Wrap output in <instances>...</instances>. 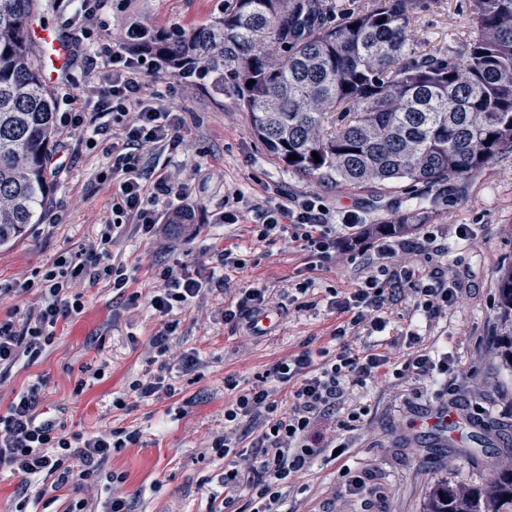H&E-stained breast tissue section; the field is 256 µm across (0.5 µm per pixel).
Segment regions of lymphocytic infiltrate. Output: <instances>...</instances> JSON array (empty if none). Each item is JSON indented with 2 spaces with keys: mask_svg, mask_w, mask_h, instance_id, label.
<instances>
[{
  "mask_svg": "<svg viewBox=\"0 0 512 512\" xmlns=\"http://www.w3.org/2000/svg\"><path fill=\"white\" fill-rule=\"evenodd\" d=\"M103 0H80L85 51H106L107 69L102 77L89 80L81 92H74L70 78L59 85L62 100L72 103L71 111L60 118L62 140L94 143L108 138L112 164L100 171V186L112 190L113 230L131 229L142 240L161 248H171L175 234L167 224L169 214L191 216L193 206L187 193L196 171L181 165L148 178L140 166L144 154L180 143L183 121L168 102L170 93L188 90L197 72L184 67L170 71L167 91L145 94V80L157 63L151 55L146 35L152 24L142 19L112 33L102 23ZM263 223L254 225L257 242L272 244L288 238L306 255L307 270L332 260L360 261L363 274L353 287L339 292L329 289L328 305L338 322L331 336L339 344L333 352H313L305 348L277 362L270 370L272 384L257 383L241 388L235 376L224 379L234 398L224 408L226 430L211 443L221 456L234 454L240 444L236 432L241 424L261 423L256 443L260 465L249 481L239 471L225 467L220 483L223 493L213 494L207 512H229L240 485H247L251 512H281V506L301 474L327 454L337 452L335 436H323V421L336 419L338 428L347 421L360 420L355 410H344L351 386L375 384L387 376L426 382L437 394L448 390L449 377L458 376L454 356L425 347L423 337L408 331L398 353L375 348L355 352L353 339L383 332L386 323L380 315L385 296L383 285L409 296L412 311L427 321L447 318L462 300L456 270L447 258L448 247L439 243L429 225L409 228L405 224H333L324 206L307 201L298 206L277 202L263 207ZM104 243L90 240L74 256L55 260L40 277L15 280L0 288V295L28 297L25 310L0 320V374L18 362L29 364L45 352L55 338L59 322L84 309L81 289L106 280L113 290L124 294L129 307L147 306L163 323L150 342L158 356L155 370L146 372L129 386L139 400H160L173 396L175 387L165 359L166 341L179 325L177 316L204 298L209 290L233 291L224 308V321L232 325L252 322L270 304L266 288L232 289L230 272L243 271L249 261L236 247L216 255L217 273L201 280L187 273L161 268L158 283L149 296L131 288L124 263L103 260ZM299 379L290 410L280 411L275 383ZM42 382H35L16 393L5 412L0 413V473L19 477L20 491L15 512H28V491L45 476L52 477L53 489H71L96 481L112 454L138 443V430L112 428L74 443L65 426L40 417ZM346 420H337L339 411Z\"/></svg>",
  "mask_w": 512,
  "mask_h": 512,
  "instance_id": "f902f5d3",
  "label": "lymphocytic infiltrate"
}]
</instances>
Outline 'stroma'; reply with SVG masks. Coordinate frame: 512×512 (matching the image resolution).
<instances>
[{
    "instance_id": "35a3bbf8",
    "label": "stroma",
    "mask_w": 512,
    "mask_h": 512,
    "mask_svg": "<svg viewBox=\"0 0 512 512\" xmlns=\"http://www.w3.org/2000/svg\"><path fill=\"white\" fill-rule=\"evenodd\" d=\"M230 4L104 0L101 18L115 32L145 17L161 29H188L210 24ZM475 30L469 0H419L413 33L424 50L444 58L460 56ZM173 106L183 119L180 146L146 154L141 165L148 173L172 162L202 168L190 188L199 232L167 251L130 233L116 237L106 249L111 259L130 267L134 289L144 292L154 280L147 267H136L137 257L146 255L156 266L204 278L218 249L238 245L257 264L233 274L235 285L260 284L271 298L259 317L260 334L225 324L222 310L230 295L208 293L180 314V325L167 341L176 395L162 401L137 400L128 385L148 370L149 342L162 321L146 309L127 307L102 281L84 288L82 313L58 324L53 344L34 365H19L0 375V411L15 392L45 379L39 407L47 416L63 418L68 432L87 438L124 427L141 434L137 445L114 454L103 468L122 478L113 491L100 482L84 486L82 495L97 512L112 492L134 499L136 512H206L210 494L220 489L216 477L224 470L223 458L209 443L224 432V406L230 399L225 377L237 375L245 387L303 346L335 349L331 332L336 316L327 307V291L349 288L359 275L357 265L346 261L319 264L306 295L311 308L300 311L282 303L284 288L298 280L303 256L297 247L280 240L258 250L251 234L252 224L259 221L254 212L242 224L214 221L216 213L237 210L234 191L259 198L270 187L292 202L320 201L339 224H385L400 218L407 224L433 225L447 238L448 257L465 287L463 303L439 322L429 324L412 315L408 301L399 297L388 299L383 309L389 340L400 341L415 324L425 346L448 350L459 360L462 374L450 381L448 393L435 396L428 385L417 392L412 382L393 378L352 386L346 406L361 411L362 417L343 432L347 451L319 459L300 479L304 491L291 492L286 508L363 512L361 499L340 487L345 468L371 474L378 491L372 512H423L431 486L443 478L486 482L492 455L512 457V375L493 357L499 338L496 274L512 263V154L458 179L446 192L406 182L382 190L351 188L289 170L271 156L251 134L249 116L232 85L204 82L174 95ZM50 149L63 151L64 167L49 173L48 215L29 225L12 247L0 249V285L30 276L58 257L74 255L86 241L101 238L112 221V193L95 183L96 174L110 164L104 144L90 149L55 141ZM212 168L223 169V181L206 178ZM56 213L63 214L62 223H54ZM463 224L475 234V242L457 238L456 229ZM186 355L198 359L197 370L183 371L181 359ZM119 397L125 401L121 409L113 405ZM450 406L463 414L453 431L424 428L425 420Z\"/></svg>"
}]
</instances>
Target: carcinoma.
Masks as SVG:
<instances>
[{"instance_id":"obj_1","label":"carcinoma","mask_w":512,"mask_h":512,"mask_svg":"<svg viewBox=\"0 0 512 512\" xmlns=\"http://www.w3.org/2000/svg\"><path fill=\"white\" fill-rule=\"evenodd\" d=\"M417 2L371 0L338 19L333 0H233L209 25L154 33L152 48L230 77L252 133L298 173L443 189L512 153V0H470L476 35L454 60L412 42ZM36 8L0 0V247L43 219L51 192L57 129L30 35ZM496 292L497 357L512 372V263ZM490 468L487 484L438 482L424 512H512V462Z\"/></svg>"}]
</instances>
